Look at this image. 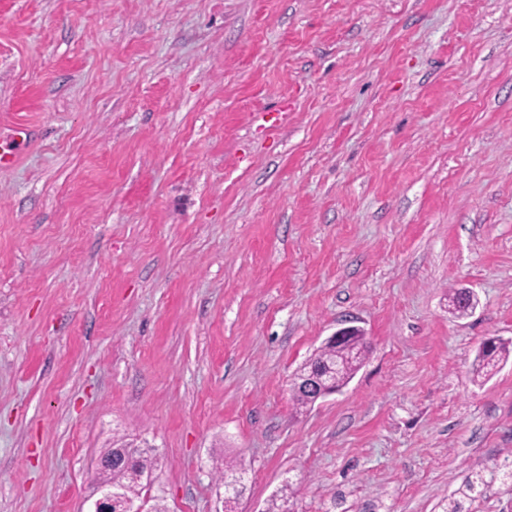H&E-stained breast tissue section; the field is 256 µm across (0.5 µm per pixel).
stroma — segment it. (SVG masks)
Instances as JSON below:
<instances>
[{
	"instance_id": "35a3bbf8",
	"label": "stroma",
	"mask_w": 512,
	"mask_h": 512,
	"mask_svg": "<svg viewBox=\"0 0 512 512\" xmlns=\"http://www.w3.org/2000/svg\"><path fill=\"white\" fill-rule=\"evenodd\" d=\"M0 512H443L512 464V0H0ZM477 306L457 318L455 290ZM365 360L296 405L337 329ZM506 348L502 342L496 343L495 340L490 345H483L477 357V374L490 376L507 354ZM130 449L134 450L138 457L134 466L139 470L141 479L138 483L131 484L116 475L115 480L120 486L119 491L123 496H127L134 501H138L146 496L143 492L146 490V487L150 485L151 476L158 456L155 448L143 447ZM496 479L495 472H491L489 476L481 471L472 474L464 483L462 497L475 500V498L487 496ZM98 497L89 508V512H144L150 511L152 506L146 507L149 501L130 504L122 496L112 495V487L101 484Z\"/></svg>"
}]
</instances>
